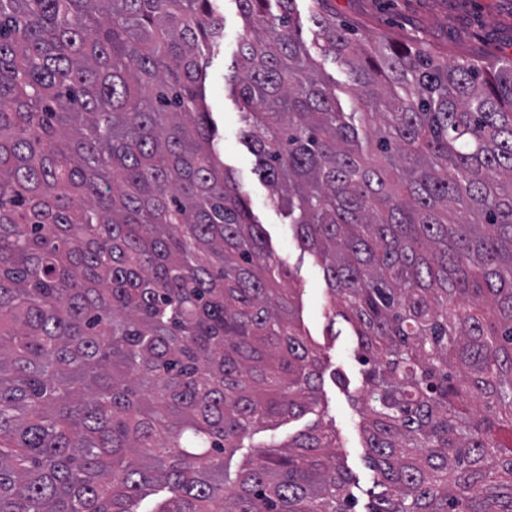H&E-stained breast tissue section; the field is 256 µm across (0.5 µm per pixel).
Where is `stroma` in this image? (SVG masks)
Listing matches in <instances>:
<instances>
[{"label": "stroma", "instance_id": "1", "mask_svg": "<svg viewBox=\"0 0 512 512\" xmlns=\"http://www.w3.org/2000/svg\"><path fill=\"white\" fill-rule=\"evenodd\" d=\"M218 5L224 18V48L210 59L205 93L209 118L220 139L221 159L239 177L256 220L269 234L273 260L290 267L293 285L301 290L303 326L320 346L330 372L322 387L326 412L321 417L331 420L339 434V453L352 477L354 512H369L374 473L360 431V409L354 402L364 388L357 341L350 324L330 321L320 265L301 248L288 217L271 204L268 188L255 172L256 158L244 140L245 125L229 84L243 19L236 0H219ZM325 7L358 38L384 36L444 59L466 58L484 66L512 59V0H326ZM336 373L345 378V385H336L332 379ZM321 417L307 414L284 421L275 434L287 440Z\"/></svg>", "mask_w": 512, "mask_h": 512}]
</instances>
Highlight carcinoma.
I'll use <instances>...</instances> for the list:
<instances>
[{
	"mask_svg": "<svg viewBox=\"0 0 512 512\" xmlns=\"http://www.w3.org/2000/svg\"><path fill=\"white\" fill-rule=\"evenodd\" d=\"M232 93L365 369L369 512H512V59L236 0ZM214 0H0V512H352L303 329L214 144ZM313 1L316 0H297V24L299 26L300 37L319 63L325 73L335 79L336 86L344 87L349 84V76L346 67L340 62H334L331 56L323 57L317 48V28L312 21L313 11L316 10ZM320 419L317 414H306L299 418L284 421L274 432L281 441H287L288 437H293L299 431L311 427ZM270 434L271 432L262 430L254 432L249 438L243 441L242 448H237L232 454L225 457L224 465L230 473L231 478H234L241 468L249 465L253 450L258 446L267 444Z\"/></svg>",
	"mask_w": 512,
	"mask_h": 512,
	"instance_id": "cac0c4a2",
	"label": "carcinoma"
}]
</instances>
